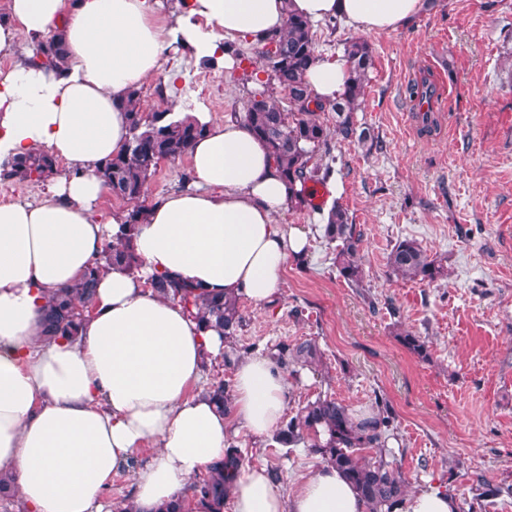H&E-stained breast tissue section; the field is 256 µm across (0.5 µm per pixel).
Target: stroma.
<instances>
[{
    "label": "stroma",
    "mask_w": 512,
    "mask_h": 512,
    "mask_svg": "<svg viewBox=\"0 0 512 512\" xmlns=\"http://www.w3.org/2000/svg\"><path fill=\"white\" fill-rule=\"evenodd\" d=\"M319 56L339 57L362 38L373 66L358 127L378 141L370 149L331 140L342 189L317 210L290 209L280 223L308 233L302 261H289L274 305L242 300L241 352L273 354L280 345L315 342L316 364L289 377L288 412L324 395L361 416L386 402L397 437L388 461L407 492L427 485L456 498L460 512L480 482L504 487L485 512H512V0H430L424 14L386 34L348 25H314ZM232 69L196 63L189 49H170L162 77L140 87V107L158 112L180 103L212 119L243 116L249 89L265 74L249 40L236 38ZM438 97L424 120L414 89ZM189 159L161 162L142 205L179 190ZM345 208L364 232L359 257L364 285L351 287L323 238L321 209ZM403 239L442 260L446 277L432 283L392 274L388 255ZM422 337L428 358L409 352L402 333ZM233 445L247 465L275 468L284 490L321 464L304 446L239 433Z\"/></svg>",
    "instance_id": "1"
}]
</instances>
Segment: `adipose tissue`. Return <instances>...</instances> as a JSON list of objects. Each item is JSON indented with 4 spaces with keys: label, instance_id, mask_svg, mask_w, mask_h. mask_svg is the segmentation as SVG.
Segmentation results:
<instances>
[{
    "label": "adipose tissue",
    "instance_id": "ef3b65f1",
    "mask_svg": "<svg viewBox=\"0 0 512 512\" xmlns=\"http://www.w3.org/2000/svg\"><path fill=\"white\" fill-rule=\"evenodd\" d=\"M426 0H189L186 14L158 24L151 0H5L0 48L35 45L61 33L59 70L18 58L0 71V160L44 151L58 162L38 203L0 204V472L10 475L25 512H112L102 491L136 471L135 512L182 500L186 512H362L354 487L321 464L291 492L264 468L242 467L226 500L187 496L201 473L223 460L239 432L265 437L286 410L290 386L267 354L238 360L230 407L205 392L208 366L228 350L221 330L193 309L158 295L153 277L187 281L211 295L273 304L289 259L306 236L277 218L289 190L243 120L192 115L206 131L191 148L193 189L156 200L138 226L137 271L103 272L94 308L77 340L39 334L46 293L78 279L119 231L102 222L110 196L97 169L128 140L123 102L158 73L168 47L232 66L224 41H257L280 31L288 12L337 18L390 33L419 17ZM344 59H320L307 78L320 99L338 97Z\"/></svg>",
    "mask_w": 512,
    "mask_h": 512
}]
</instances>
